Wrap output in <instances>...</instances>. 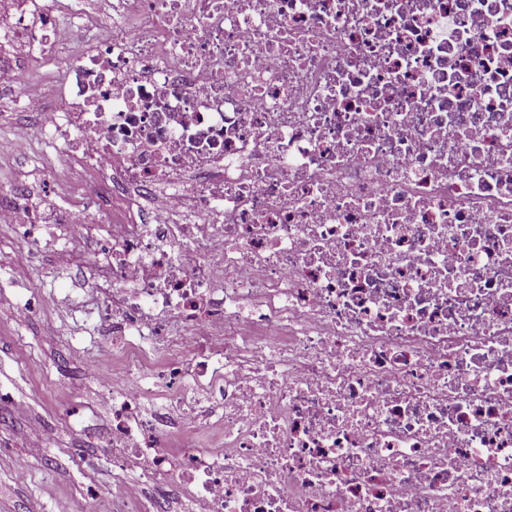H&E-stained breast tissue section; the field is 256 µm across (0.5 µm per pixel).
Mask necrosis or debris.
Here are the masks:
<instances>
[{
  "mask_svg": "<svg viewBox=\"0 0 512 512\" xmlns=\"http://www.w3.org/2000/svg\"><path fill=\"white\" fill-rule=\"evenodd\" d=\"M109 9L95 41L0 19L87 44L42 134L95 206L15 184L0 215L73 263L96 245L115 470L190 512H512V0Z\"/></svg>",
  "mask_w": 512,
  "mask_h": 512,
  "instance_id": "necrosis-or-debris-1",
  "label": "necrosis or debris"
}]
</instances>
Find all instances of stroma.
Wrapping results in <instances>:
<instances>
[{
  "label": "stroma",
  "instance_id": "1",
  "mask_svg": "<svg viewBox=\"0 0 512 512\" xmlns=\"http://www.w3.org/2000/svg\"><path fill=\"white\" fill-rule=\"evenodd\" d=\"M16 44L0 36V62L24 60L23 77L43 82L44 107L52 109L72 54L35 58L15 53ZM41 122L40 113L23 110L20 89L0 90V185L24 183L34 200L51 194L61 207L83 205L81 179L58 175L61 162L45 148ZM21 126L34 133L25 154L12 150ZM94 251L87 244V260L78 266L55 249L31 260L15 228L0 227V401L21 407L0 414V512H97L100 493L113 484L112 409L99 404L98 384L80 363L66 358L70 346L89 341L85 300L94 288ZM33 294L41 310L18 320L15 307ZM38 432L47 433L48 445L32 458L27 478L18 479L15 461Z\"/></svg>",
  "mask_w": 512,
  "mask_h": 512
}]
</instances>
